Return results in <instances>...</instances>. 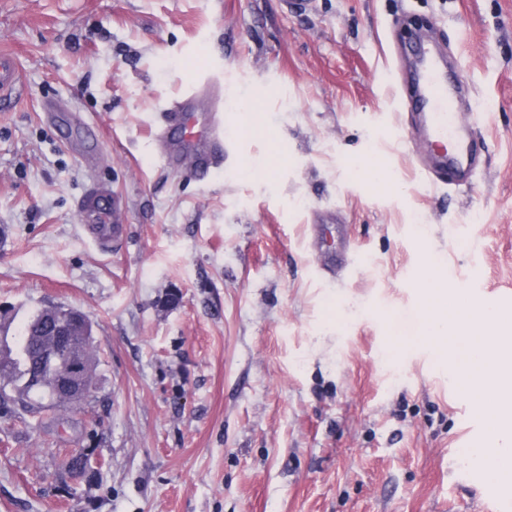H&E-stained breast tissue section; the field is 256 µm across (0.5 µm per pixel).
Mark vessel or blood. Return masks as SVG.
<instances>
[{
    "label": "vessel or blood",
    "mask_w": 512,
    "mask_h": 512,
    "mask_svg": "<svg viewBox=\"0 0 512 512\" xmlns=\"http://www.w3.org/2000/svg\"><path fill=\"white\" fill-rule=\"evenodd\" d=\"M417 59L414 71L415 107L424 124L423 139L403 134L404 143L421 141L430 155L432 175L439 181L458 183L469 177L476 156L475 144L467 140L460 123L459 101L466 95L463 83L448 77L442 61L422 45H414ZM20 91V72L14 58L0 54V110H8ZM210 81L200 82L194 93L165 113L164 129L175 128L180 140L170 142L169 156L182 161L196 175L206 176L222 159L224 128L217 112L200 113L198 95L213 94ZM116 204L110 192L93 188L80 203V221L98 243L108 242L116 231Z\"/></svg>",
    "instance_id": "obj_1"
}]
</instances>
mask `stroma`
<instances>
[{"instance_id": "1", "label": "stroma", "mask_w": 512, "mask_h": 512, "mask_svg": "<svg viewBox=\"0 0 512 512\" xmlns=\"http://www.w3.org/2000/svg\"><path fill=\"white\" fill-rule=\"evenodd\" d=\"M406 16L482 109L468 185L383 136L415 124ZM1 51L24 85L0 112L1 327L77 308L96 371L81 407L0 416V512H512V480L462 460L485 424L419 286L476 276L512 312V0H0ZM206 72L228 153L203 183L158 131ZM92 185L118 201L105 248ZM335 242L358 256L329 275ZM115 209L111 193L99 187L90 190L80 203V221L86 232L100 244L112 239L116 231Z\"/></svg>"}]
</instances>
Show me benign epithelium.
Masks as SVG:
<instances>
[{
    "mask_svg": "<svg viewBox=\"0 0 512 512\" xmlns=\"http://www.w3.org/2000/svg\"><path fill=\"white\" fill-rule=\"evenodd\" d=\"M42 321L48 325V333L42 336L41 358L52 368L47 382L58 397L75 403L88 392L84 348L92 336L87 331L77 333L86 318L73 308L48 307L43 310Z\"/></svg>",
    "mask_w": 512,
    "mask_h": 512,
    "instance_id": "7a95c632",
    "label": "benign epithelium"
}]
</instances>
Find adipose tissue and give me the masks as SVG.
<instances>
[{
    "label": "adipose tissue",
    "mask_w": 512,
    "mask_h": 512,
    "mask_svg": "<svg viewBox=\"0 0 512 512\" xmlns=\"http://www.w3.org/2000/svg\"><path fill=\"white\" fill-rule=\"evenodd\" d=\"M426 335L442 344L441 355L460 392L483 411L488 427L498 433L500 452L489 459L468 454L471 464L495 475H512V321L494 306L480 323L464 315L467 301L449 295L444 284L431 281L427 291Z\"/></svg>",
    "instance_id": "obj_1"
}]
</instances>
